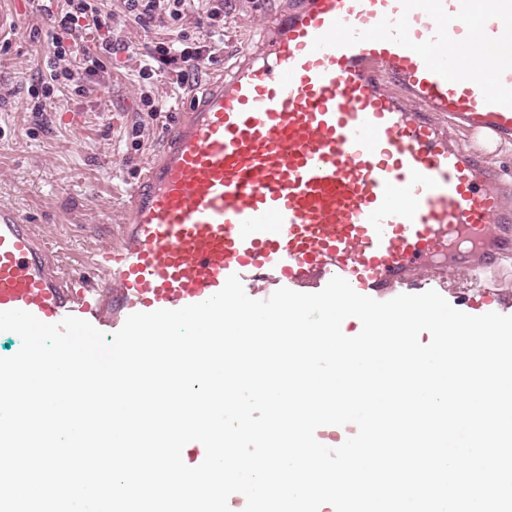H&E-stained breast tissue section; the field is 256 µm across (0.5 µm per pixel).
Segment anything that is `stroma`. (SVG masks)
<instances>
[{"label":"stroma","mask_w":512,"mask_h":512,"mask_svg":"<svg viewBox=\"0 0 512 512\" xmlns=\"http://www.w3.org/2000/svg\"><path fill=\"white\" fill-rule=\"evenodd\" d=\"M288 0H224V49L206 61L186 88L168 75L154 81L164 111L141 110L138 70L149 33L126 18L122 0H110L112 27L126 50L106 59L98 85L85 94L56 93L45 111L31 109L28 88L43 69L48 20L40 5L13 0L21 14L15 36L0 40V202L15 205L36 224L61 270L78 275L112 241L124 214L127 189L156 153L191 94L206 89L214 73L228 70L241 46H256L268 15ZM471 315H512V264L486 281L448 272L445 295Z\"/></svg>","instance_id":"1"}]
</instances>
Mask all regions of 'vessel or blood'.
I'll return each mask as SVG.
<instances>
[{"instance_id":"obj_1","label":"vessel or blood","mask_w":512,"mask_h":512,"mask_svg":"<svg viewBox=\"0 0 512 512\" xmlns=\"http://www.w3.org/2000/svg\"><path fill=\"white\" fill-rule=\"evenodd\" d=\"M451 116L512 136V0H290L190 98L92 276L63 275L0 204V311L116 331L233 274L257 300L338 276L387 301L486 272L512 257V211L481 153L449 142Z\"/></svg>"}]
</instances>
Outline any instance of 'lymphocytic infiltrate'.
<instances>
[{
    "label": "lymphocytic infiltrate",
    "mask_w": 512,
    "mask_h": 512,
    "mask_svg": "<svg viewBox=\"0 0 512 512\" xmlns=\"http://www.w3.org/2000/svg\"><path fill=\"white\" fill-rule=\"evenodd\" d=\"M102 4L103 0H56L55 9L48 11L53 29L45 51L49 76L40 84L41 97L33 111H44L59 89L86 92L104 71L105 58L116 49L111 38H103L93 51L78 41L79 32L111 27L112 17L103 12ZM190 6V0H123L125 16L152 35L138 71L140 100L149 117H156L160 110L152 90L155 76L168 74L178 87H185L224 43V0H205L194 35L184 26Z\"/></svg>",
    "instance_id": "1"
}]
</instances>
